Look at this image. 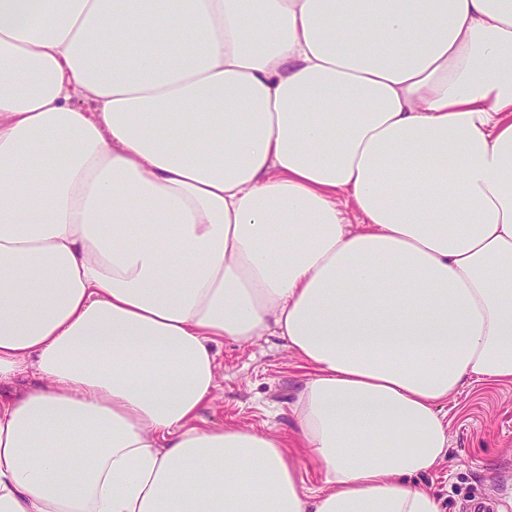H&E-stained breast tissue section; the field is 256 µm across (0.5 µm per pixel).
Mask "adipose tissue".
Segmentation results:
<instances>
[{
    "label": "adipose tissue",
    "mask_w": 512,
    "mask_h": 512,
    "mask_svg": "<svg viewBox=\"0 0 512 512\" xmlns=\"http://www.w3.org/2000/svg\"><path fill=\"white\" fill-rule=\"evenodd\" d=\"M162 2L0 0V512H440L512 384V0ZM264 336L294 428L201 426Z\"/></svg>",
    "instance_id": "adipose-tissue-1"
}]
</instances>
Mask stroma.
<instances>
[{
    "label": "stroma",
    "instance_id": "1",
    "mask_svg": "<svg viewBox=\"0 0 512 512\" xmlns=\"http://www.w3.org/2000/svg\"><path fill=\"white\" fill-rule=\"evenodd\" d=\"M219 360L221 387L202 411V424L235 423L259 432L293 428L291 403L307 371L280 339L225 343ZM443 412L448 459L422 484L440 500L442 512H462L464 504L480 499L491 500L498 512H512V385L464 387Z\"/></svg>",
    "mask_w": 512,
    "mask_h": 512
}]
</instances>
